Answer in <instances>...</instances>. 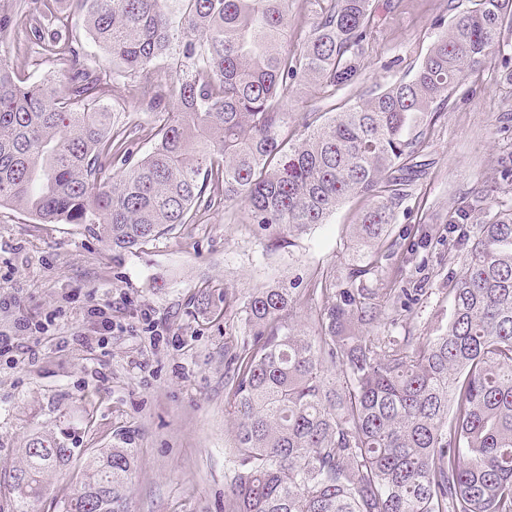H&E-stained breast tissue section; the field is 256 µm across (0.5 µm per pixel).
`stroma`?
<instances>
[{
  "mask_svg": "<svg viewBox=\"0 0 512 512\" xmlns=\"http://www.w3.org/2000/svg\"><path fill=\"white\" fill-rule=\"evenodd\" d=\"M469 0H392L364 54L360 80L335 94L315 86L289 93L296 117L324 113L341 101L409 77ZM504 61L489 56L482 68L449 92L448 104L425 116L413 178L389 227L387 247L363 279L393 335L420 339L448 320V282L461 274L462 250L452 225L477 231L497 212L512 209V184L500 171L512 158V88L500 81ZM347 199L325 223L291 242L277 227L251 223L244 203L219 204L146 247L117 253L90 225L39 224L24 211L0 209V330L15 318L56 319L46 331L20 337L0 357V512L14 503L1 487L20 461L31 434L74 429L83 453L52 473L28 512H59L73 492L84 453L130 442L137 465L128 480L129 512H224L234 463L237 422L224 409L228 342L250 339L241 310L257 289L276 283L296 288L345 278L352 224L367 207ZM419 290L408 312L394 311L388 289ZM233 306H225V299ZM110 308L126 332L114 333L105 353L74 344L93 335L87 307ZM150 309L170 344L151 345L132 332L141 309Z\"/></svg>",
  "mask_w": 512,
  "mask_h": 512,
  "instance_id": "obj_1",
  "label": "stroma"
}]
</instances>
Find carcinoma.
I'll return each mask as SVG.
<instances>
[{
	"label": "carcinoma",
	"mask_w": 512,
	"mask_h": 512,
	"mask_svg": "<svg viewBox=\"0 0 512 512\" xmlns=\"http://www.w3.org/2000/svg\"><path fill=\"white\" fill-rule=\"evenodd\" d=\"M59 2L0 3V34L27 18V48L62 66L26 83L0 54V208L92 224L130 252L192 223L218 188L290 237L350 197L369 201L344 281L274 284L243 302L254 333L225 384L238 428L224 512H512V211L462 232L450 317L424 341L374 333L381 312L357 285L418 167L412 131L501 51L512 0H472L410 77L319 124L304 117L299 139L285 98L359 80L379 24L372 0H309L314 25L297 44L290 0H74L81 30ZM85 39L112 71L88 61ZM165 57L179 66L167 90L153 78ZM121 87L158 117L157 143L138 160L142 125L103 103ZM319 291L331 296L314 333L294 328L295 307ZM69 440L64 430L28 440L5 486L15 512L70 461ZM134 462L132 448L97 449L61 512H127Z\"/></svg>",
	"instance_id": "obj_1"
}]
</instances>
